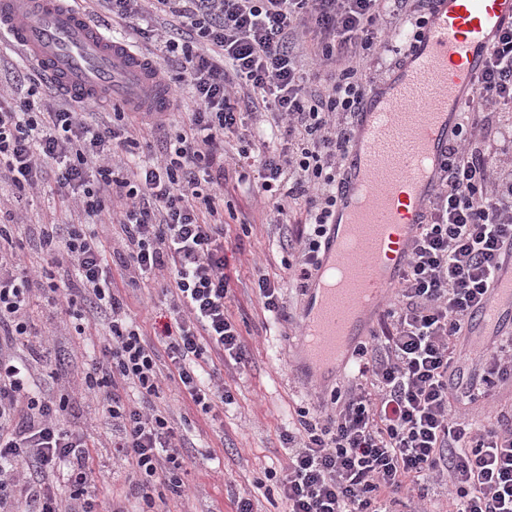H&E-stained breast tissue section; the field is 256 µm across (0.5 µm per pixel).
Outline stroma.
I'll use <instances>...</instances> for the list:
<instances>
[{
	"instance_id": "35a3bbf8",
	"label": "stroma",
	"mask_w": 512,
	"mask_h": 512,
	"mask_svg": "<svg viewBox=\"0 0 512 512\" xmlns=\"http://www.w3.org/2000/svg\"><path fill=\"white\" fill-rule=\"evenodd\" d=\"M235 144L224 147V200L234 217L228 222L224 263L235 283L229 312L238 324L248 353L245 363L223 366L224 386L234 396L223 410L203 414L173 383H166L158 405L164 408L187 443L188 491L178 497L164 493L165 512H235V501L251 496L255 512H280L281 501L274 481L265 477L268 467L286 463L288 450L283 436L289 415L297 406H314L324 391L299 379L292 365V344L298 333L297 319L305 293L284 265L283 242L290 223L281 224L273 203L252 195L237 181L232 158ZM277 282L283 307L277 320H269L257 293L259 276ZM112 282L128 297L129 317L148 340H156L174 316L157 282L129 285L120 266L112 268ZM51 344L65 359L63 382H76L94 355L89 337H77L62 319L48 321ZM89 465L101 476L93 486L103 512L113 500H123L128 512L127 471L112 465L107 448L89 451Z\"/></svg>"
}]
</instances>
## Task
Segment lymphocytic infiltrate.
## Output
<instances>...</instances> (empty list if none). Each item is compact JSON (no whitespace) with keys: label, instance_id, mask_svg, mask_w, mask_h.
Here are the masks:
<instances>
[{"label":"lymphocytic infiltrate","instance_id":"1","mask_svg":"<svg viewBox=\"0 0 512 512\" xmlns=\"http://www.w3.org/2000/svg\"><path fill=\"white\" fill-rule=\"evenodd\" d=\"M405 0H97L113 23L153 35L175 63L191 97L168 87L186 119L160 159L116 176L115 159L134 146L136 127L166 130L168 113L140 125L104 120L96 100L41 92L15 71L25 95L0 88V183L13 207L0 211V512H100L86 461L95 438L69 427L73 395L98 402L112 426L104 447L129 468L138 512H161V489L182 494L184 438L156 399L162 381L177 384L202 412L232 404L223 383L201 375L206 350L242 363L241 333L228 313L224 272V195L213 164L224 143L240 145L234 167L257 194L304 205L288 241L287 267L306 286L336 206L352 116L369 88L357 60L393 51L387 20ZM512 104V28L490 54L478 91L465 104L440 188L378 332L356 352L346 391L331 408L301 407L284 441L278 476L284 512H429L434 486L448 487L447 512H512V406L475 423L462 398L489 396L512 379V339L485 353L480 377L465 387L450 377L466 318L478 307L512 242V123L477 128L474 112ZM283 141L273 149L272 141ZM53 188L82 216L44 224L26 254L12 237L30 192ZM119 228L121 248L90 221ZM120 262L130 281L174 270L164 288L174 324L158 343L130 321L112 284ZM74 319L83 336L106 332L77 387L42 391L61 362L37 327L36 306ZM168 367H161L160 355ZM138 401H130L128 388ZM66 493H59L58 482Z\"/></svg>","mask_w":512,"mask_h":512}]
</instances>
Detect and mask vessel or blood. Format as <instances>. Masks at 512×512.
<instances>
[{
  "label": "vessel or blood",
  "instance_id": "1",
  "mask_svg": "<svg viewBox=\"0 0 512 512\" xmlns=\"http://www.w3.org/2000/svg\"><path fill=\"white\" fill-rule=\"evenodd\" d=\"M512 25V0H430L413 46L366 93L342 161L335 217L299 326L305 374L326 382L348 367L385 311L439 189L441 167L489 54ZM0 29L69 97L94 95L150 112L169 97L150 66L63 0H0ZM347 236L363 243L345 256ZM482 337L512 334V246L483 304L467 317Z\"/></svg>",
  "mask_w": 512,
  "mask_h": 512
}]
</instances>
